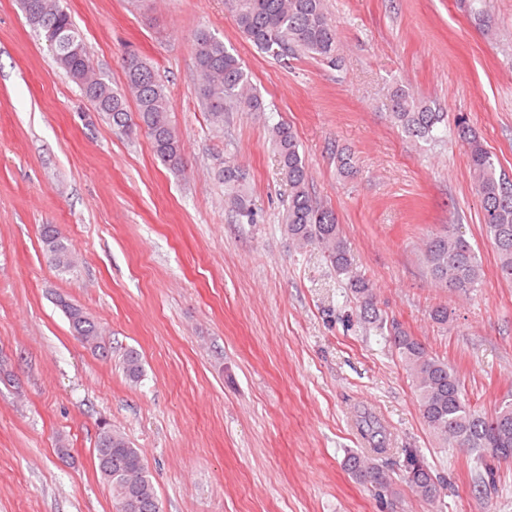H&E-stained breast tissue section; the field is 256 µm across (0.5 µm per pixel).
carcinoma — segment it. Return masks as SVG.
<instances>
[{
    "mask_svg": "<svg viewBox=\"0 0 512 512\" xmlns=\"http://www.w3.org/2000/svg\"><path fill=\"white\" fill-rule=\"evenodd\" d=\"M237 29L253 47L280 61L301 55L338 63L336 30L328 20L323 0H224ZM27 23L47 41L54 43L56 64L73 82L87 79L92 87L81 92L97 112L119 133L131 137L138 133L139 119L147 128L157 159L171 172L184 168L183 148L172 124V102L153 65L134 51L122 56L125 88L116 90L98 75L89 58L84 39L73 23L62 0H20ZM478 27L492 29L491 18L482 0L469 4ZM198 94L211 123L224 126V113L263 112L265 105L250 82L237 54L224 41L206 30L193 35ZM133 96L136 110L128 105ZM389 115L409 137L425 142L438 137L445 114L405 88L392 91ZM460 137L468 144L473 190L479 200L482 221L495 249L498 269L512 280V179L497 170L498 160L483 147L470 129L467 118H456ZM280 171L290 194L282 223L288 238L301 247L315 246L344 276L347 288L357 302L358 321L384 337L405 368L414 387L421 419L444 446H460L471 454L478 483L496 486V464L512 461V394L503 397L490 413L481 412L465 394L460 378L448 362L432 354L419 339L399 324L387 323L377 307L373 284L353 267L347 242L336 213L320 203L310 191L309 169L300 152L293 127L285 122L270 126ZM224 202L236 216L253 222L249 207L245 173L232 161L224 164ZM42 252L62 274L77 266L76 253L69 238L55 225L41 229ZM424 261L438 288H446L467 299L483 285L482 265L470 242L448 231L426 240ZM57 305L68 319L71 333L84 344L100 347L101 327L80 306L63 297ZM123 370L132 382L143 376L139 354L130 350L123 359ZM407 469L404 482L423 502L432 503L441 494L430 468L410 448L405 449ZM97 467L112 490L121 512H128V496L137 501L135 512H156L160 504L156 487L141 451L111 425L99 429L94 448ZM344 466L359 482L392 499L400 487L372 456L350 453Z\"/></svg>",
    "mask_w": 512,
    "mask_h": 512,
    "instance_id": "cac0c4a2",
    "label": "carcinoma"
}]
</instances>
